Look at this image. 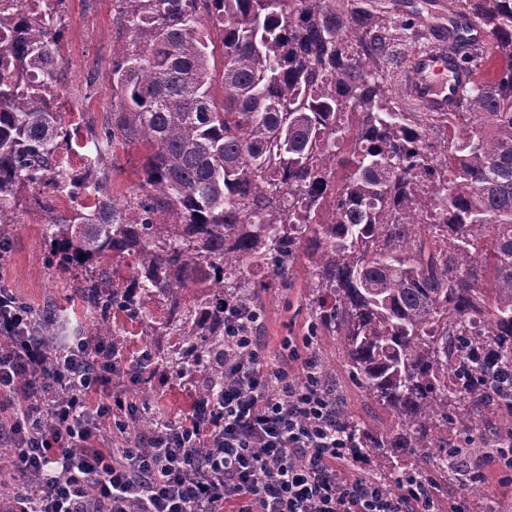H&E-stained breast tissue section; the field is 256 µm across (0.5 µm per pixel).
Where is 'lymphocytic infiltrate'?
<instances>
[{
    "instance_id": "obj_1",
    "label": "lymphocytic infiltrate",
    "mask_w": 512,
    "mask_h": 512,
    "mask_svg": "<svg viewBox=\"0 0 512 512\" xmlns=\"http://www.w3.org/2000/svg\"><path fill=\"white\" fill-rule=\"evenodd\" d=\"M263 358L256 336L225 337L224 384L190 412L127 404L114 377L136 367L90 336L45 345L0 281V475L20 487L6 512H437L411 477L395 495L359 473L312 359L299 384Z\"/></svg>"
}]
</instances>
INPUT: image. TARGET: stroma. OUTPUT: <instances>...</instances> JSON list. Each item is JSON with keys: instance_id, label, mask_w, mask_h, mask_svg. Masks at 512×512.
Here are the masks:
<instances>
[{"instance_id": "obj_1", "label": "stroma", "mask_w": 512, "mask_h": 512, "mask_svg": "<svg viewBox=\"0 0 512 512\" xmlns=\"http://www.w3.org/2000/svg\"><path fill=\"white\" fill-rule=\"evenodd\" d=\"M368 4L373 12L390 17L393 23L410 26L407 35L383 41L379 68L396 94V106L404 112L413 111V104L401 91L400 74L406 56L432 44V23L414 21L416 14L427 12L429 0H368ZM61 10L64 24L61 63L66 73L61 109L63 121L73 134L72 144L62 149L61 155L67 166L78 169L95 154L94 131L112 117L110 73L124 38L113 21L115 0H65ZM144 155L143 147L135 144L116 145L109 154L106 175L110 193L117 202L138 195ZM45 206L59 213L69 210L71 202L59 195L47 198L41 206L32 193L21 196L17 226L9 234L10 253L0 261V280L8 283L33 308L55 306L70 320L78 322L82 331H89L87 308L74 293L84 275L83 269L61 274L43 262L45 245L41 227L30 221L29 216ZM302 283L303 278L298 275L293 287L275 284L262 295L263 313L257 334L271 364L287 361V341H301L307 330L309 305ZM305 354L315 362L332 366L330 385L356 419L375 431L392 427L388 414L350 378L334 337H320ZM479 432H459L453 439L470 448L471 468L481 474L480 489L469 491L468 478L460 476L439 481L434 494L441 512L461 498L468 500L471 512H512V483L505 482L503 474L487 458Z\"/></svg>"}]
</instances>
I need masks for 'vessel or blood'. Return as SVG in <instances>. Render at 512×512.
I'll use <instances>...</instances> for the list:
<instances>
[{"label":"vessel or blood","mask_w":512,"mask_h":512,"mask_svg":"<svg viewBox=\"0 0 512 512\" xmlns=\"http://www.w3.org/2000/svg\"><path fill=\"white\" fill-rule=\"evenodd\" d=\"M491 35L473 25L469 18L449 14L437 26L433 48L412 52L401 72L406 96L424 112H455L460 92L481 75L478 67L464 62L463 54L472 46H488Z\"/></svg>","instance_id":"b4317fda"}]
</instances>
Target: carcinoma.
<instances>
[{"label":"carcinoma","mask_w":512,"mask_h":512,"mask_svg":"<svg viewBox=\"0 0 512 512\" xmlns=\"http://www.w3.org/2000/svg\"><path fill=\"white\" fill-rule=\"evenodd\" d=\"M63 2L0 0V225L24 191L72 201L43 235L49 266L86 272L91 336L121 350L120 308L149 340L164 304L178 341L144 351L206 396L224 385V337L260 323L264 279L286 287L299 265L307 335L337 337L396 423L371 432L335 402L360 453L433 484L467 461L448 429L490 406L512 424L487 363L512 368V0L451 2L492 33L502 69L446 113L392 106L375 58L385 19L363 0H117L112 119L77 170L60 161ZM433 129L451 134L426 140ZM120 141L146 149L124 204L101 170ZM42 315L51 345L56 313Z\"/></svg>","instance_id":"1"}]
</instances>
